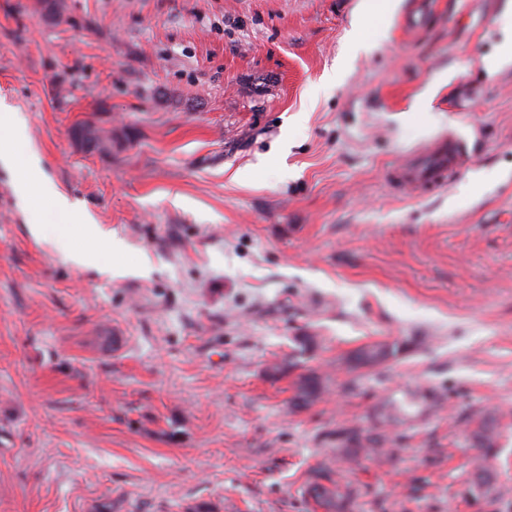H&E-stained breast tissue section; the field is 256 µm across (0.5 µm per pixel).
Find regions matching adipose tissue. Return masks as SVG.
Listing matches in <instances>:
<instances>
[{
    "label": "adipose tissue",
    "mask_w": 512,
    "mask_h": 512,
    "mask_svg": "<svg viewBox=\"0 0 512 512\" xmlns=\"http://www.w3.org/2000/svg\"><path fill=\"white\" fill-rule=\"evenodd\" d=\"M21 133L22 123L16 113L0 114V163L14 170L15 189L20 197L24 198L37 192L47 199L50 206L69 212L71 225L81 229L89 243L86 251L76 255L78 263H85L100 247L108 244L109 236L89 216L78 210L67 197L57 192L45 178L36 153L32 152L26 158H19L17 147Z\"/></svg>",
    "instance_id": "adipose-tissue-1"
}]
</instances>
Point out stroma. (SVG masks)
<instances>
[{
	"instance_id": "obj_1",
	"label": "stroma",
	"mask_w": 512,
	"mask_h": 512,
	"mask_svg": "<svg viewBox=\"0 0 512 512\" xmlns=\"http://www.w3.org/2000/svg\"><path fill=\"white\" fill-rule=\"evenodd\" d=\"M55 1L0 0V105L112 244L72 262L86 239L0 168V512H312L328 433L428 386L392 463L343 464L355 512H512V0ZM454 134L449 185L395 187ZM375 343L401 350L351 369ZM323 385L315 372L302 375L297 382L296 393L293 398L295 408H305L316 401L322 393ZM309 390H311L309 392ZM499 426L493 418H478L474 423V429L470 433L473 447L482 449L489 454L497 448L499 439Z\"/></svg>"
}]
</instances>
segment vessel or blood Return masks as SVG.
<instances>
[{"label": "vessel or blood", "instance_id": "obj_1", "mask_svg": "<svg viewBox=\"0 0 512 512\" xmlns=\"http://www.w3.org/2000/svg\"><path fill=\"white\" fill-rule=\"evenodd\" d=\"M469 156L466 141L450 136L434 153L414 157L409 163L393 171L394 181L420 194H428L450 182Z\"/></svg>", "mask_w": 512, "mask_h": 512}]
</instances>
